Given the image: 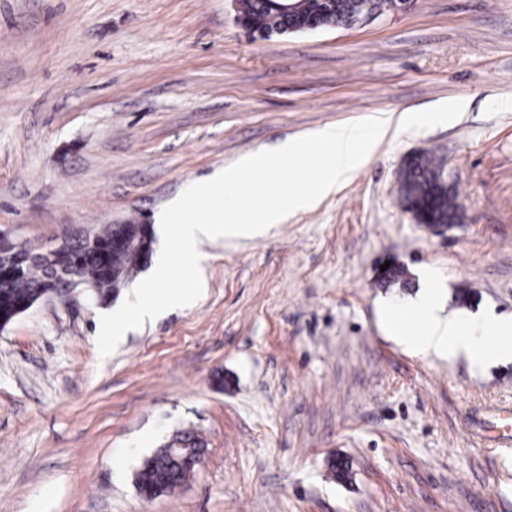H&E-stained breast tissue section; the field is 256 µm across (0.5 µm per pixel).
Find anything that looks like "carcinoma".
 Wrapping results in <instances>:
<instances>
[{"instance_id": "carcinoma-1", "label": "carcinoma", "mask_w": 512, "mask_h": 512, "mask_svg": "<svg viewBox=\"0 0 512 512\" xmlns=\"http://www.w3.org/2000/svg\"><path fill=\"white\" fill-rule=\"evenodd\" d=\"M303 9L316 15L321 26L349 25L356 18L363 0H336V10L331 11L323 0H302ZM245 9L254 32L272 33L280 22L271 15L262 0H247ZM400 193L413 211L419 212L434 224H455L458 207L448 188L438 181L434 161L426 156H415L403 167L400 174ZM139 230L137 224H109L101 232L90 236L92 242L81 244L58 263L44 259L39 253L24 246L12 245L0 252V263L7 264L18 255H33L20 264V274L11 279L0 278V317L7 322L25 302H37L49 293L60 295L62 289L51 287V278L58 272V264L75 280L94 288L95 294L104 298L112 289L124 286L134 273L141 269L133 254L126 247L117 245L120 237H132ZM199 449V443L189 435H179L156 449L145 459L138 472L136 485L139 493L152 499L173 490L195 469L192 457L183 458L176 446Z\"/></svg>"}]
</instances>
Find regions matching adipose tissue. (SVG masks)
<instances>
[{
  "label": "adipose tissue",
  "instance_id": "ef3b65f1",
  "mask_svg": "<svg viewBox=\"0 0 512 512\" xmlns=\"http://www.w3.org/2000/svg\"><path fill=\"white\" fill-rule=\"evenodd\" d=\"M441 299L431 276L407 306L387 304L381 313L391 335L415 352L442 358L462 355L476 365L512 360V316L490 314L472 327L460 316H441Z\"/></svg>",
  "mask_w": 512,
  "mask_h": 512
}]
</instances>
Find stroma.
Returning <instances> with one entry per match:
<instances>
[{
	"label": "stroma",
	"mask_w": 512,
	"mask_h": 512,
	"mask_svg": "<svg viewBox=\"0 0 512 512\" xmlns=\"http://www.w3.org/2000/svg\"><path fill=\"white\" fill-rule=\"evenodd\" d=\"M404 112L426 119L391 127L315 208L203 241L196 304L109 356L96 317L126 287L1 329L0 512H512V447L495 441L512 361L414 354L379 314L431 269L446 312L512 315V0H415L269 39L230 0H0V231L41 252L153 223L248 153ZM418 154L459 205L441 234L399 194ZM387 262L401 280L382 282ZM181 430L202 463L145 499L137 471Z\"/></svg>",
	"instance_id": "obj_1"
}]
</instances>
